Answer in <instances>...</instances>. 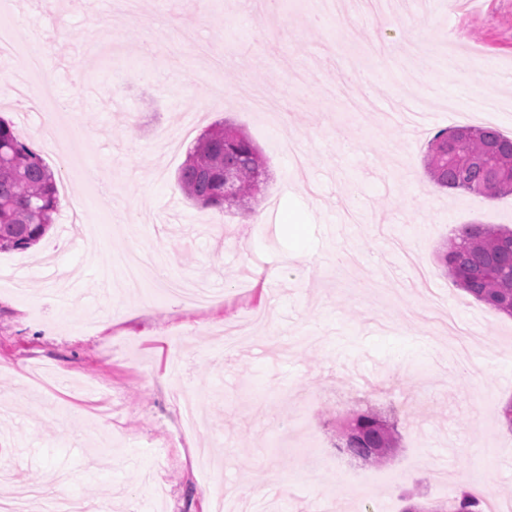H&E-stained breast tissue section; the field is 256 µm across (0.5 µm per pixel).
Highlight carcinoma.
I'll list each match as a JSON object with an SVG mask.
<instances>
[{
    "mask_svg": "<svg viewBox=\"0 0 512 512\" xmlns=\"http://www.w3.org/2000/svg\"><path fill=\"white\" fill-rule=\"evenodd\" d=\"M424 168L434 185L498 197L512 194V138L490 127H453L430 139ZM258 147L244 132L222 124L200 136L178 171L185 196L204 207L246 209L265 181ZM58 207L53 173L31 151L13 122L0 118V250H26L48 234ZM445 275L476 301L512 317V229L463 224L439 254ZM395 424L372 410L355 412L336 428L333 446L371 466L398 448ZM401 512H485L464 490L426 508L402 495Z\"/></svg>",
    "mask_w": 512,
    "mask_h": 512,
    "instance_id": "1",
    "label": "carcinoma"
}]
</instances>
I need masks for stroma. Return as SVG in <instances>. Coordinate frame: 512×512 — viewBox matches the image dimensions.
I'll use <instances>...</instances> for the list:
<instances>
[{"instance_id":"35a3bbf8","label":"stroma","mask_w":512,"mask_h":512,"mask_svg":"<svg viewBox=\"0 0 512 512\" xmlns=\"http://www.w3.org/2000/svg\"><path fill=\"white\" fill-rule=\"evenodd\" d=\"M236 2L140 0L132 17L111 0L51 15L16 6L85 138L68 167L40 150L58 189L53 227L0 252V481L101 512H213L225 481L269 512H400L407 490L512 498L499 419L512 318L449 289L437 261L459 225L512 228V196L409 177L440 129L512 137V0H402L383 21L328 15L320 0H286L274 17ZM407 43L434 59L422 76L395 63ZM246 84L286 102L251 111L233 97ZM481 96L492 111L471 109ZM399 97L428 114L416 131L383 125ZM218 123L264 159L250 213L176 189ZM102 184L108 221L91 206ZM131 250L161 255L147 279H201L214 301L158 298L138 315L114 263ZM223 326L239 327L237 347L211 344ZM179 389L199 410L182 445ZM369 406L397 422L390 484L365 483L379 469L358 460L346 465L359 483L326 464L337 419Z\"/></svg>"}]
</instances>
